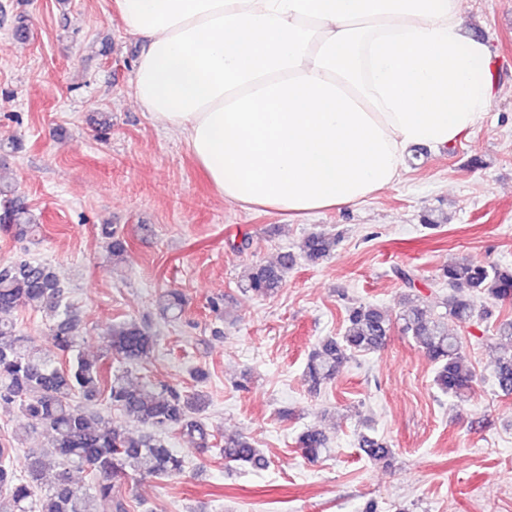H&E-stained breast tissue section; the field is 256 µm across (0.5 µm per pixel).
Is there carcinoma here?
I'll return each mask as SVG.
<instances>
[{"instance_id": "carcinoma-1", "label": "carcinoma", "mask_w": 512, "mask_h": 512, "mask_svg": "<svg viewBox=\"0 0 512 512\" xmlns=\"http://www.w3.org/2000/svg\"><path fill=\"white\" fill-rule=\"evenodd\" d=\"M14 193L0 188V230L25 239L39 225ZM100 231L112 260L125 262V237L109 224L101 225ZM336 243L334 234L312 233L302 241L300 256L319 264L333 254ZM295 263V254L287 252L276 264H253L242 288L256 296H272ZM438 279L448 285V294L407 295L401 329L435 363L437 388L462 399L473 388L475 372L458 338L448 335V318L468 323L478 301L512 299V268L463 260L449 264ZM463 288L468 294H459ZM160 305L163 313L177 319L183 297L167 291ZM19 308L44 313L51 322L52 349L29 346L16 323L0 319V401L18 405L30 422L46 428L49 439L43 448L27 449L19 468L0 449V512H135L134 500L116 485L126 468L158 479L182 475L187 464L165 440L176 431L198 438L203 448L212 447L216 435L194 418L207 407L205 395H181L162 385L127 381L125 364L143 365L154 356L157 336L149 329L133 321L115 324L108 333L106 354L86 357L79 344L81 317L67 289L49 265L26 258L0 265V312ZM391 325L390 317L372 304L349 307L342 334L323 338L308 356L304 381L309 391L317 392L335 380L355 354L381 349ZM494 381L501 392L512 394V354L498 358ZM99 399L106 409L146 431L134 436L120 426H104L101 411L87 406ZM296 445L306 459L315 460L326 449L327 436L319 428H307L298 434ZM359 445L374 460L387 462L392 457L388 443L376 437L363 435ZM221 452L226 464L268 466L260 449L240 435L225 437ZM51 467L54 479L44 490L43 479ZM75 471L87 473L89 481L76 483Z\"/></svg>"}]
</instances>
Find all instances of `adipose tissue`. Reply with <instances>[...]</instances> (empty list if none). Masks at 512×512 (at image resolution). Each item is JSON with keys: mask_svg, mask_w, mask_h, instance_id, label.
I'll return each instance as SVG.
<instances>
[{"mask_svg": "<svg viewBox=\"0 0 512 512\" xmlns=\"http://www.w3.org/2000/svg\"><path fill=\"white\" fill-rule=\"evenodd\" d=\"M133 92L244 210L309 215L395 184L479 123L496 61L464 0H112Z\"/></svg>", "mask_w": 512, "mask_h": 512, "instance_id": "1", "label": "adipose tissue"}]
</instances>
